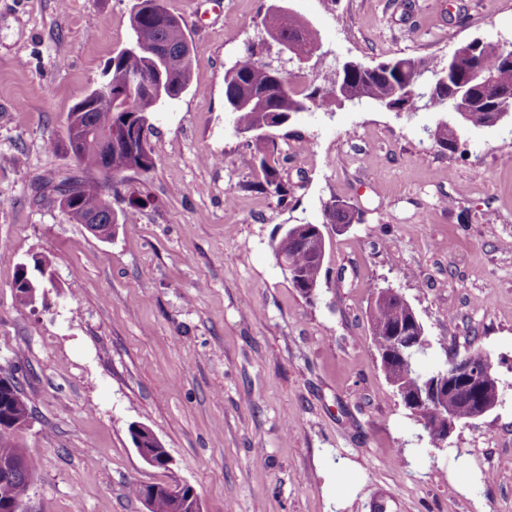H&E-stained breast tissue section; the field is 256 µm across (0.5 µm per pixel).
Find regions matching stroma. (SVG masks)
I'll list each match as a JSON object with an SVG mask.
<instances>
[{
	"instance_id": "35a3bbf8",
	"label": "stroma",
	"mask_w": 512,
	"mask_h": 512,
	"mask_svg": "<svg viewBox=\"0 0 512 512\" xmlns=\"http://www.w3.org/2000/svg\"><path fill=\"white\" fill-rule=\"evenodd\" d=\"M134 0H0V374L35 419L33 512H145L129 487L185 483L203 512H512V120L460 147L438 113L316 108L274 129L288 201L245 190L260 173L224 104V73L264 35L265 0H164L193 47L187 89L150 116L155 162L126 172L110 239L38 185L76 170L67 115L132 36ZM322 66L447 60L512 40V0H288ZM144 205H128L129 192ZM338 199L361 221L323 223ZM323 224L315 297L272 245ZM47 258L53 286L13 280ZM400 292L423 324L426 372L482 351L501 401L437 448L387 382L369 309ZM173 463L147 465L129 428Z\"/></svg>"
}]
</instances>
